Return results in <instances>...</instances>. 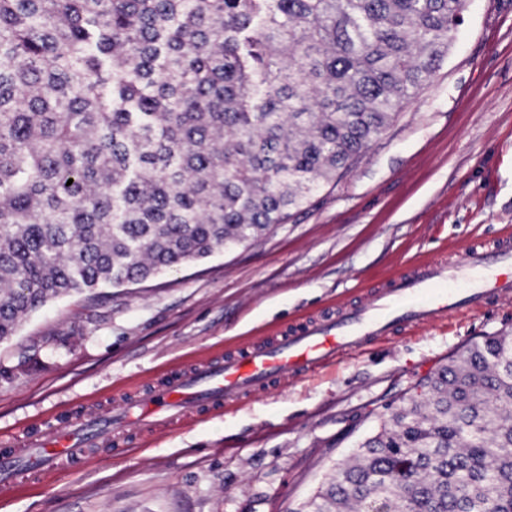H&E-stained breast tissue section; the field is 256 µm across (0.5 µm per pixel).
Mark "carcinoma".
<instances>
[{
	"label": "carcinoma",
	"mask_w": 512,
	"mask_h": 512,
	"mask_svg": "<svg viewBox=\"0 0 512 512\" xmlns=\"http://www.w3.org/2000/svg\"><path fill=\"white\" fill-rule=\"evenodd\" d=\"M464 7L0 0V344L52 299L287 223L431 80ZM421 387L307 512H512V336Z\"/></svg>",
	"instance_id": "carcinoma-1"
}]
</instances>
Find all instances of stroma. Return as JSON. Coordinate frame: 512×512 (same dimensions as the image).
I'll list each match as a JSON object with an SVG mask.
<instances>
[{"label":"stroma","instance_id":"obj_1","mask_svg":"<svg viewBox=\"0 0 512 512\" xmlns=\"http://www.w3.org/2000/svg\"><path fill=\"white\" fill-rule=\"evenodd\" d=\"M512 225V0H468L447 57L344 175L260 240L137 284L49 302L0 344V438L111 413L206 352L353 303L429 257ZM512 306L465 311L223 417L0 490V512H302L383 413Z\"/></svg>","mask_w":512,"mask_h":512}]
</instances>
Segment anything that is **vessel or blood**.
I'll return each instance as SVG.
<instances>
[{
    "label": "vessel or blood",
    "mask_w": 512,
    "mask_h": 512,
    "mask_svg": "<svg viewBox=\"0 0 512 512\" xmlns=\"http://www.w3.org/2000/svg\"><path fill=\"white\" fill-rule=\"evenodd\" d=\"M511 302L512 227H506L493 248L475 244L452 262L413 264L350 308L303 317L174 372L162 387L123 400L109 420L94 413L63 425L47 419L41 437L27 446L1 442L0 487L47 482L77 470L98 450L123 452L131 433L170 431L222 415L256 393L301 380L393 335L411 336L463 310Z\"/></svg>",
    "instance_id": "obj_1"
}]
</instances>
